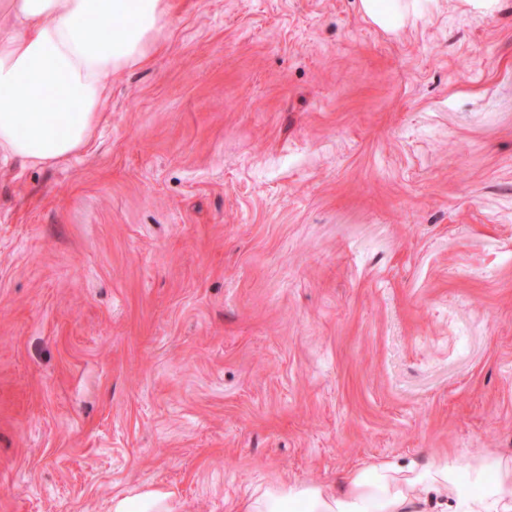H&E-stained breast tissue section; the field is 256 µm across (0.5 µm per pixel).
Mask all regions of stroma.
Masks as SVG:
<instances>
[{
  "instance_id": "35a3bbf8",
  "label": "stroma",
  "mask_w": 512,
  "mask_h": 512,
  "mask_svg": "<svg viewBox=\"0 0 512 512\" xmlns=\"http://www.w3.org/2000/svg\"><path fill=\"white\" fill-rule=\"evenodd\" d=\"M108 123L0 164V512L512 458V0H175ZM416 0H360L364 18L387 31H398L411 11Z\"/></svg>"
}]
</instances>
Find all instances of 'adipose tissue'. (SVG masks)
<instances>
[{
  "label": "adipose tissue",
  "instance_id": "ef3b65f1",
  "mask_svg": "<svg viewBox=\"0 0 512 512\" xmlns=\"http://www.w3.org/2000/svg\"><path fill=\"white\" fill-rule=\"evenodd\" d=\"M417 0H360L366 20L399 30ZM174 0H0V159L51 168L83 152L109 118L111 78L147 63ZM456 512H512V463L490 456L460 481L454 463L388 461L335 484L283 482L233 512H421L424 494Z\"/></svg>",
  "mask_w": 512,
  "mask_h": 512
}]
</instances>
